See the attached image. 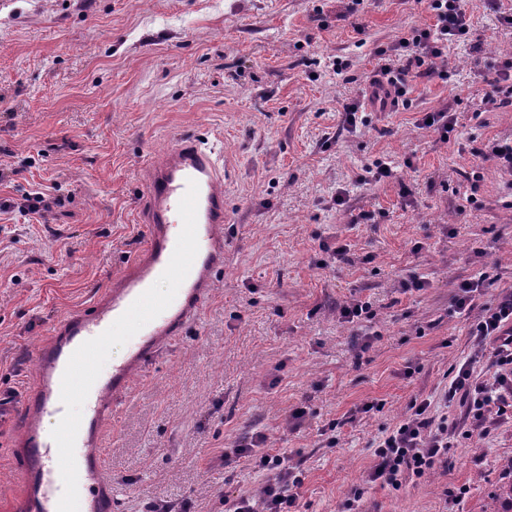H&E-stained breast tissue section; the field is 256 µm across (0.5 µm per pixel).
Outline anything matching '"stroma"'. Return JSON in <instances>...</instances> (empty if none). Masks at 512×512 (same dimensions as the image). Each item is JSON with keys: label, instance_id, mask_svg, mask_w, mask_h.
I'll list each match as a JSON object with an SVG mask.
<instances>
[{"label": "stroma", "instance_id": "1", "mask_svg": "<svg viewBox=\"0 0 512 512\" xmlns=\"http://www.w3.org/2000/svg\"><path fill=\"white\" fill-rule=\"evenodd\" d=\"M346 6L0 0V167L13 171L0 200L39 187L60 200L51 223L17 217L0 229V395L32 385L54 322L92 303L144 245L149 161L192 134L222 151L224 271L103 429L112 512L163 499L222 512L225 495L259 494L265 473L221 460L256 432L299 463V512H336L361 484L368 512H492L512 482V423L455 441L447 468L400 490L366 482L381 431L473 350L449 314L456 283L484 271L512 286V200L495 167L480 169L479 207L458 210L476 170L468 134L512 135V108L484 113L481 128L472 117L512 56V28L471 0L450 85L414 83L410 109L352 128L342 105L376 68L374 47L430 17L421 0H365L351 16ZM451 97L458 133L444 142L417 121ZM379 161L395 178H368ZM361 211L372 220L351 224ZM339 240L346 260L320 266L321 244ZM412 273L426 288L401 289ZM355 299L371 302V322L341 318ZM375 399L384 410L362 412ZM298 407L306 420L287 426ZM16 436L0 430V512L25 492ZM448 487L466 493L455 500Z\"/></svg>", "mask_w": 512, "mask_h": 512}]
</instances>
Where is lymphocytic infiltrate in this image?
<instances>
[{
    "label": "lymphocytic infiltrate",
    "mask_w": 512,
    "mask_h": 512,
    "mask_svg": "<svg viewBox=\"0 0 512 512\" xmlns=\"http://www.w3.org/2000/svg\"><path fill=\"white\" fill-rule=\"evenodd\" d=\"M432 22L376 47L378 67L369 77L362 96L345 104L348 126L364 123L366 110L396 111L408 107V89L425 79L446 84L451 79L448 57L470 31L469 0H426ZM471 155L492 163L512 189V136L492 141H472ZM452 315L468 326L474 352L449 371L438 400L413 397L406 413L385 432L374 450L368 482L401 489L447 467L451 436H484L500 423L512 421V289L490 293L485 275L456 285ZM459 402L462 420L434 413L435 404ZM267 437L256 433L224 452V460L247 457L269 479L260 495L225 496L224 512H293L298 506L303 480L287 452H270Z\"/></svg>",
    "instance_id": "1"
}]
</instances>
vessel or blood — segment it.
Returning <instances> with one entry per match:
<instances>
[{
	"label": "vessel or blood",
	"instance_id": "1",
	"mask_svg": "<svg viewBox=\"0 0 512 512\" xmlns=\"http://www.w3.org/2000/svg\"><path fill=\"white\" fill-rule=\"evenodd\" d=\"M142 221L147 242L90 308L64 315L35 353L38 371L17 400L0 398V426L20 420L17 456L26 484L23 512H112V484L103 477L101 435L112 406L160 350L194 322L224 268V167L220 155L192 136L148 167ZM167 280V297L154 294ZM134 342L106 372H90L115 324ZM83 406L72 416L69 403ZM56 420L55 433L45 424Z\"/></svg>",
	"mask_w": 512,
	"mask_h": 512
}]
</instances>
